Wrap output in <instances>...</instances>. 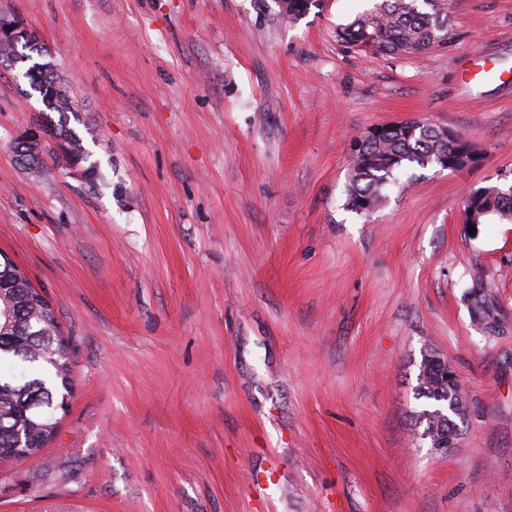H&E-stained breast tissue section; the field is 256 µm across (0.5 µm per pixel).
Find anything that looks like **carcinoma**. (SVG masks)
<instances>
[{"instance_id": "obj_1", "label": "carcinoma", "mask_w": 512, "mask_h": 512, "mask_svg": "<svg viewBox=\"0 0 512 512\" xmlns=\"http://www.w3.org/2000/svg\"><path fill=\"white\" fill-rule=\"evenodd\" d=\"M431 6L419 8L418 2ZM278 14L293 21L306 12L312 0H275ZM448 15L436 8L434 0H381L375 10L361 15L336 29V39L348 48L373 54L404 56L409 51L422 53L448 40ZM31 86L47 101L45 107L59 115L58 121L46 124L49 136H62L73 144L77 155L87 157L80 138L67 124V114L74 102L65 97L57 100L61 89L52 68L33 63L24 73ZM471 147L461 137L450 142L445 129L425 121L416 124L399 122L375 128L355 139L348 184L346 208L368 213L387 201L384 190L400 183L411 167H454ZM475 203L470 220L486 224L492 218L512 222V186L487 185L468 193ZM472 314L476 321L494 328L499 313L483 288L474 289ZM69 342L58 316L33 287L25 272L8 256L0 253V454L10 456L38 454L54 435L58 419L72 386ZM28 365L29 376L18 379L13 373L16 362ZM441 362L423 356L420 365L418 397L446 405L425 409L420 416L427 421L425 437L449 447L448 437L459 440L455 430L457 417L466 412L465 400L448 386Z\"/></svg>"}]
</instances>
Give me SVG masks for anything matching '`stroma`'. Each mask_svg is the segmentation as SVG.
<instances>
[{"instance_id": "35a3bbf8", "label": "stroma", "mask_w": 512, "mask_h": 512, "mask_svg": "<svg viewBox=\"0 0 512 512\" xmlns=\"http://www.w3.org/2000/svg\"><path fill=\"white\" fill-rule=\"evenodd\" d=\"M377 0H0L74 101L87 159L14 145L45 107L0 70V251L71 341L54 436L0 473V512H512V0H437L445 46L336 40ZM422 119L477 161L344 207L352 141ZM501 314L487 333L468 291ZM455 368L454 448L422 436L419 365ZM474 200L475 212L470 215L474 224H487L498 218L512 222V186L487 185L470 191L466 198Z\"/></svg>"}]
</instances>
